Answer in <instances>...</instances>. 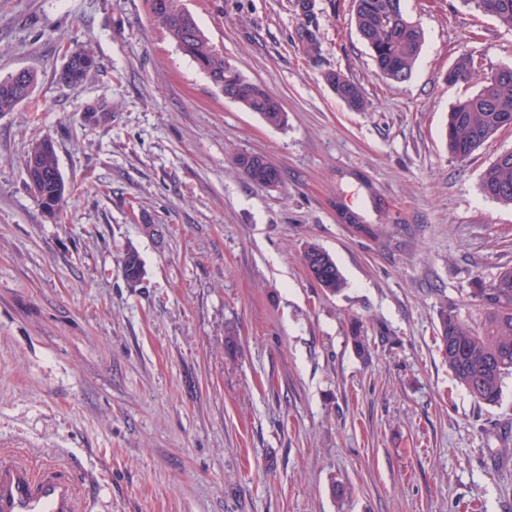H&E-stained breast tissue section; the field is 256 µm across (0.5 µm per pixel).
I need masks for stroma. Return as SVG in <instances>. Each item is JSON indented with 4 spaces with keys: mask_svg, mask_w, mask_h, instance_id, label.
Wrapping results in <instances>:
<instances>
[{
    "mask_svg": "<svg viewBox=\"0 0 512 512\" xmlns=\"http://www.w3.org/2000/svg\"><path fill=\"white\" fill-rule=\"evenodd\" d=\"M182 2L284 125L224 98L149 0H0V75H38L0 113V458L58 467L79 512H512V378L476 403L434 343L441 302L474 318L475 278L512 267V206L480 190L512 127L463 162L445 139L481 87L448 81L456 57L512 65V31L461 0H403L424 42L386 82L352 0L309 18L298 0ZM81 45L98 68L72 90L58 74ZM42 140L73 187L54 217L24 171ZM243 152L280 184L248 180ZM312 244L340 294L309 275ZM326 81L338 99L354 110L365 109V97L362 86L339 72L326 75ZM303 263L326 294L336 295L345 287L344 277L328 251L312 244L305 250Z\"/></svg>",
    "mask_w": 512,
    "mask_h": 512,
    "instance_id": "35a3bbf8",
    "label": "stroma"
}]
</instances>
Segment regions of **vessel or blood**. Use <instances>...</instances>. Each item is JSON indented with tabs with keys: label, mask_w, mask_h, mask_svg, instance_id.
<instances>
[{
	"label": "vessel or blood",
	"mask_w": 512,
	"mask_h": 512,
	"mask_svg": "<svg viewBox=\"0 0 512 512\" xmlns=\"http://www.w3.org/2000/svg\"><path fill=\"white\" fill-rule=\"evenodd\" d=\"M75 487L55 467L0 462V512H76Z\"/></svg>",
	"instance_id": "obj_1"
}]
</instances>
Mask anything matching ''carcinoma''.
Here are the masks:
<instances>
[{
  "label": "carcinoma",
  "mask_w": 512,
  "mask_h": 512,
  "mask_svg": "<svg viewBox=\"0 0 512 512\" xmlns=\"http://www.w3.org/2000/svg\"><path fill=\"white\" fill-rule=\"evenodd\" d=\"M352 22L371 51L379 76L406 81L412 74L424 40L418 24L410 21L402 0H353ZM496 23L512 30V0H464ZM154 21L208 76L224 97L249 112L257 113L267 124L279 127L286 121L279 101L261 86L244 79L224 63V55L204 36L194 16L182 0H150ZM97 68L94 54L85 49L71 50L60 73V83L70 89L79 87ZM479 73L474 57L460 53L448 80L467 82ZM326 81L338 99L354 110L365 109L362 86L347 76L333 72ZM37 83L28 69L0 77V112H12L30 99ZM512 121V66H502L484 77L480 90L453 106L448 114L446 140L448 153L465 160L480 146L495 137ZM235 164L244 176L257 184H279L277 169L264 158L240 153ZM27 183L41 208L58 212L70 189L64 181L54 147L40 141L32 145L26 160ZM480 188L483 195L499 204L512 205V150L504 151L483 171ZM303 263L320 288L329 295L345 287L344 277L335 260L324 248L311 244ZM123 273L131 285L138 284L143 268L137 253L125 255ZM472 300L479 320L460 317L457 307L440 306L436 341L448 373L477 402L499 403L504 380L512 376V267H507L489 282L473 290ZM355 349H368L361 320L351 325Z\"/></svg>",
  "instance_id": "1"
}]
</instances>
